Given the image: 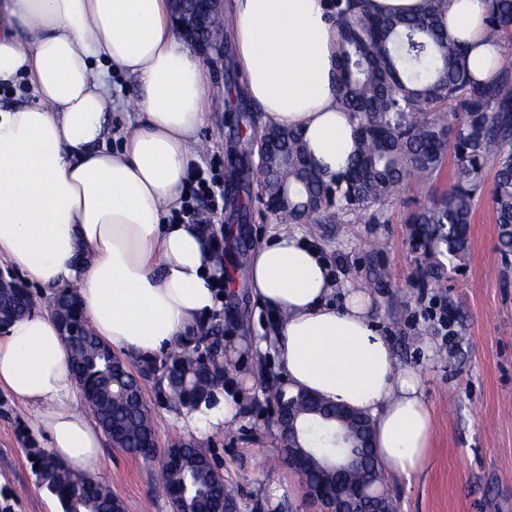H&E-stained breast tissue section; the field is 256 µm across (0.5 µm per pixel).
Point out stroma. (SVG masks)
<instances>
[{
	"instance_id": "1",
	"label": "stroma",
	"mask_w": 512,
	"mask_h": 512,
	"mask_svg": "<svg viewBox=\"0 0 512 512\" xmlns=\"http://www.w3.org/2000/svg\"><path fill=\"white\" fill-rule=\"evenodd\" d=\"M207 67L211 98L200 132L205 148L200 166L223 178L214 233L222 243L224 269L232 279L220 309L224 343L267 335L270 321L257 314L247 273L238 262L251 251L274 219L258 194L237 186L240 147L259 125L245 122L226 91L244 82L233 62L231 41L212 52ZM454 165L421 189L403 187L380 224H323L309 235L327 249L343 280L367 288L375 317L395 351L399 366L414 368L432 410L431 461L425 473L387 482L396 512H512V264L498 251V226L490 193H483L470 226L468 257L442 282L427 277L428 261L408 238L406 221L429 206L453 182ZM444 304L454 316L451 342L428 319V303ZM226 384L239 397V413L227 427L202 434L201 442L236 490L238 512H309L300 483L277 461L278 438L270 423L268 399L282 384L272 352L239 351L228 362ZM144 397L154 413L159 446L190 437V429L146 384ZM45 443L31 411L18 402L0 409V490L18 496L16 512H59L57 500L35 485L24 436ZM125 504L126 512H172L162 491L157 464L104 446L98 473Z\"/></svg>"
}]
</instances>
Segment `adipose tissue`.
<instances>
[{
	"label": "adipose tissue",
	"instance_id": "ef3b65f1",
	"mask_svg": "<svg viewBox=\"0 0 512 512\" xmlns=\"http://www.w3.org/2000/svg\"><path fill=\"white\" fill-rule=\"evenodd\" d=\"M488 0H448L447 31L486 79L503 42L485 37ZM243 91L264 125L300 132L325 180L353 152L336 98L331 0H229ZM139 86L138 116L111 126L104 76ZM26 81L32 103L0 109V265L50 296L72 285L89 328L136 360L187 343L220 308L224 263L202 225L175 224L206 121L205 65L173 29L170 0H0V88ZM273 316L258 349L278 352L287 391L368 414L385 469L412 479L430 462L429 405L374 325L367 289L339 287L320 247L275 230L248 264ZM30 407L53 455L87 475L101 431L49 312L0 331V389Z\"/></svg>",
	"mask_w": 512,
	"mask_h": 512
}]
</instances>
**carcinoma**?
<instances>
[{
	"label": "carcinoma",
	"instance_id": "carcinoma-1",
	"mask_svg": "<svg viewBox=\"0 0 512 512\" xmlns=\"http://www.w3.org/2000/svg\"><path fill=\"white\" fill-rule=\"evenodd\" d=\"M339 42L336 94L356 121L357 151L346 173L322 182L307 161L300 135L269 129L279 142L261 171L241 152V190L257 180L278 223L349 224L379 222L402 182L417 186L440 173L453 155L454 183L431 206L412 214L410 240L434 259L429 275L441 280L445 262L469 252L474 203L493 172L492 203L502 258L512 253V62L485 81L474 79L465 48L448 38L447 0H426L418 17L382 16L368 0H335ZM491 39L512 47V0H490L486 24ZM33 296L22 285L0 288V325L29 312ZM70 349L75 376L109 443L143 461L174 455L162 475L172 512H220L235 491L220 465L193 439L164 449L155 445L154 418L144 400V382L176 412L211 407L224 391V337L217 312L191 343L133 372L88 328L73 293L55 295L51 306ZM27 457L39 489L54 496L60 512H124L110 485L72 471L25 436ZM385 481L372 463L348 481Z\"/></svg>",
	"mask_w": 512,
	"mask_h": 512
}]
</instances>
